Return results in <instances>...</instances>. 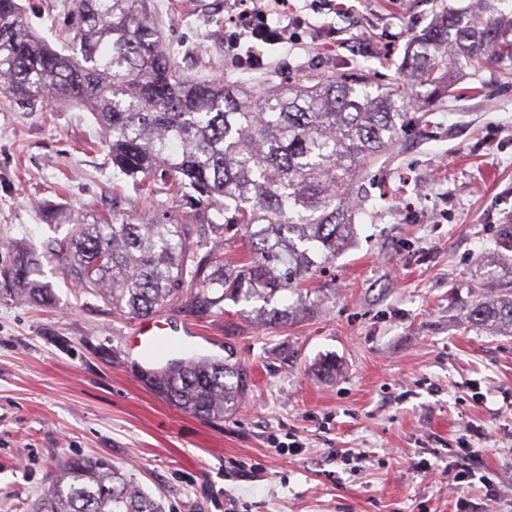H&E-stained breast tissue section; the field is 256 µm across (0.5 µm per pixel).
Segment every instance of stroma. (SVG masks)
<instances>
[{
  "instance_id": "obj_1",
  "label": "stroma",
  "mask_w": 512,
  "mask_h": 512,
  "mask_svg": "<svg viewBox=\"0 0 512 512\" xmlns=\"http://www.w3.org/2000/svg\"><path fill=\"white\" fill-rule=\"evenodd\" d=\"M291 0L294 41L259 61L231 51L230 0H156L196 77L254 88L288 77L399 78L440 2ZM460 94L369 164L355 235L309 283L287 324L255 302L200 316L179 294L155 317L187 348L244 373L221 418L156 395L131 358L135 320L43 264L53 300L9 294L16 250L41 255L76 219L136 215L149 198L118 175L90 112L0 95V512H31L74 458L107 460L162 512H512V335L464 306L512 289V83L458 69ZM336 364L321 370L323 360ZM498 495L460 485L456 452Z\"/></svg>"
}]
</instances>
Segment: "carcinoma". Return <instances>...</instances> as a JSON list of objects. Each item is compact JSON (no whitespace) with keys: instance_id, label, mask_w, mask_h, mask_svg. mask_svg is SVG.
<instances>
[{"instance_id":"cac0c4a2","label":"carcinoma","mask_w":512,"mask_h":512,"mask_svg":"<svg viewBox=\"0 0 512 512\" xmlns=\"http://www.w3.org/2000/svg\"><path fill=\"white\" fill-rule=\"evenodd\" d=\"M481 0L469 14L442 7L416 38L399 86L350 74L291 81L254 94L186 75L150 0H69L76 28L51 45L32 28L21 0H0V92L92 112L113 166L145 196L164 190L189 200L198 223L152 209L136 218L82 219L74 235L46 247L51 261L73 255L64 274L84 293L130 317L153 314L187 288L203 315L224 300L297 299L265 311L293 320L303 287L354 235L353 187L365 164L392 148L447 96L461 58L475 67L512 63V14ZM242 233L247 252L231 260L217 243ZM41 265L17 256L9 277L29 298L50 303ZM476 329L512 333V292L467 310ZM154 390L175 406L219 418L240 398L237 368L178 361L159 371ZM32 512H162L132 480L102 461L73 460L43 489Z\"/></svg>"}]
</instances>
